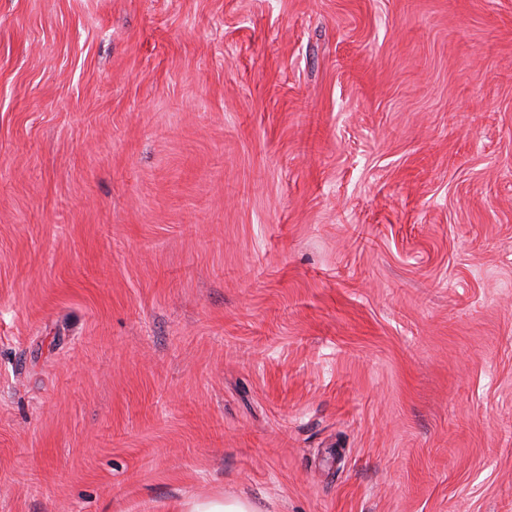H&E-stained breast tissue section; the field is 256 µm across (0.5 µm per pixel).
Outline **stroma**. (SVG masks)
<instances>
[{
	"instance_id": "stroma-1",
	"label": "stroma",
	"mask_w": 512,
	"mask_h": 512,
	"mask_svg": "<svg viewBox=\"0 0 512 512\" xmlns=\"http://www.w3.org/2000/svg\"><path fill=\"white\" fill-rule=\"evenodd\" d=\"M512 512V0H0V512ZM251 509L242 500L206 499L192 502L188 512H255Z\"/></svg>"
}]
</instances>
